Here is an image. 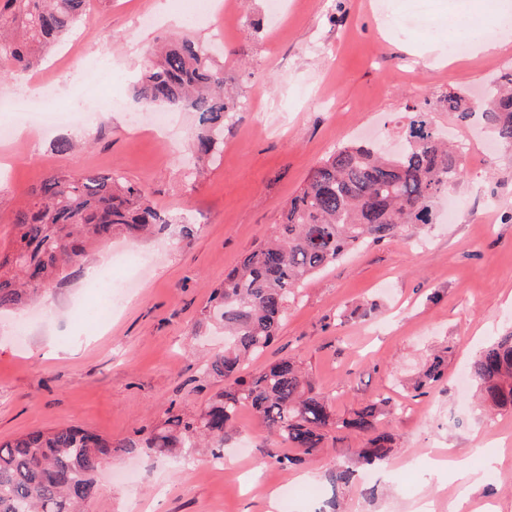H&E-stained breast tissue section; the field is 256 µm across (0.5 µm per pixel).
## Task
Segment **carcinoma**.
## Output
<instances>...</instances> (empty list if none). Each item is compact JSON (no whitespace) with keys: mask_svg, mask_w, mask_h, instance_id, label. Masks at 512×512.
Masks as SVG:
<instances>
[{"mask_svg":"<svg viewBox=\"0 0 512 512\" xmlns=\"http://www.w3.org/2000/svg\"><path fill=\"white\" fill-rule=\"evenodd\" d=\"M88 8L89 0H4L0 61L29 69L39 52L83 22ZM223 87L224 69L214 64L209 49L178 39L159 47L133 87V100L197 113L195 150L210 159L224 142L225 121L235 106ZM443 103L459 122L472 115L458 95ZM483 115L496 139L511 146L512 69L485 90ZM464 167V155L432 128L422 110L411 118L398 154L372 143L337 149L290 199L274 238L249 252L211 292L208 316L224 325L229 342L210 356L206 369L224 378V391L197 414H173L138 431L136 441L114 443L66 426L0 442V512H89L98 494L97 473L121 448H147L158 456L204 448L219 458L226 429L244 407L272 438L297 450L296 456L278 459L284 467L320 454L348 433L365 440L358 467L376 468L393 450L392 437L378 427L380 404L362 402L338 418L330 397L311 385L297 361L283 358L249 376L242 374L243 362L274 342L300 283L352 250L430 223L432 202L457 182ZM12 224V245L0 251V310L20 308L45 286L70 279L88 249L112 234L145 238L172 219L153 206L143 187L88 172L45 178L14 212ZM447 368L448 356H434L414 389L441 382ZM472 372L490 409L512 411V329L479 352Z\"/></svg>","mask_w":512,"mask_h":512,"instance_id":"carcinoma-1","label":"carcinoma"}]
</instances>
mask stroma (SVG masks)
Wrapping results in <instances>:
<instances>
[{"label":"stroma","instance_id":"obj_1","mask_svg":"<svg viewBox=\"0 0 512 512\" xmlns=\"http://www.w3.org/2000/svg\"><path fill=\"white\" fill-rule=\"evenodd\" d=\"M236 13L171 21L184 0H91L85 21L40 64L0 78V101L31 99L27 111H0L14 122L0 141V245L12 236L15 208L45 177L61 171L115 173L144 187L153 204L194 225L134 241L113 235L87 265L120 250L152 255L135 292L104 324L78 319L84 274L52 284L43 301L0 313V441L33 430L77 425L115 441L135 438L168 413L194 414L223 391L205 368L224 347V332L206 313L213 288L272 234L310 170L343 145L382 133L393 146L412 108L428 112L440 134L469 143L466 174L455 187L463 207L443 221L437 201L418 237L371 245L307 281L280 334L245 365L253 374L292 357L310 382L330 394L337 416L359 403L387 400L383 415L394 451L363 482L375 498L350 488L342 512H414L431 503L448 512L459 498L512 512V411L486 416L472 398L469 367L493 336L512 326V208L488 213L487 199H512V152L490 145L480 114L449 123L444 96H472L512 61V40L442 67L417 60L418 49H447L448 12L466 16L494 0H433L413 15V0H284L281 20L266 0H234ZM187 37L212 48L224 67V94L249 101L224 129L219 159L203 175L185 176L198 131L193 112L178 113L176 135L160 133L132 100L145 57L161 39ZM102 66L90 83L73 82L83 60ZM122 101L102 106V96ZM68 137L78 153L60 155ZM29 322L24 338L15 327ZM57 349L45 358L47 348ZM447 353L448 372L417 392L431 354ZM362 438L347 435L327 453L285 470V446L271 442L256 414L242 409L224 437V472L196 455L157 459L145 449L117 452L99 474L90 512H316L332 495L330 472L353 465ZM500 454L497 478L471 489L439 459L454 455L478 471ZM296 486L283 502V485ZM319 489L320 500L308 498Z\"/></svg>","mask_w":512,"mask_h":512}]
</instances>
